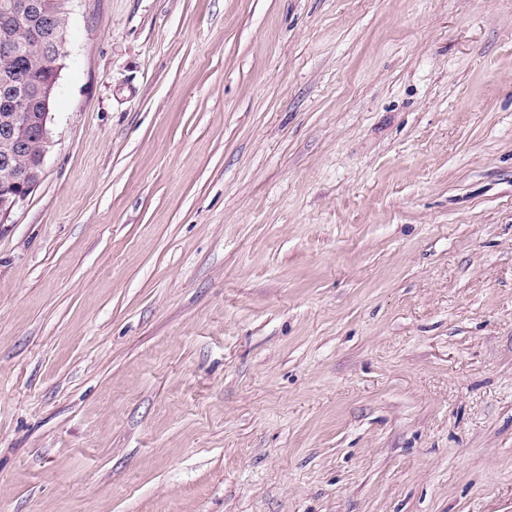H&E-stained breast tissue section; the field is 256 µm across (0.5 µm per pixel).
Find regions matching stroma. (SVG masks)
I'll return each mask as SVG.
<instances>
[{
  "label": "stroma",
  "instance_id": "obj_1",
  "mask_svg": "<svg viewBox=\"0 0 512 512\" xmlns=\"http://www.w3.org/2000/svg\"><path fill=\"white\" fill-rule=\"evenodd\" d=\"M0 224V512H512V0H73Z\"/></svg>",
  "mask_w": 512,
  "mask_h": 512
}]
</instances>
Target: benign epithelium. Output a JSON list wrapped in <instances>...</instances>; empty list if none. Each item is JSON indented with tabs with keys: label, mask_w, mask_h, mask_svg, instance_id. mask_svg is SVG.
Instances as JSON below:
<instances>
[{
	"label": "benign epithelium",
	"mask_w": 512,
	"mask_h": 512,
	"mask_svg": "<svg viewBox=\"0 0 512 512\" xmlns=\"http://www.w3.org/2000/svg\"><path fill=\"white\" fill-rule=\"evenodd\" d=\"M65 13L69 10L46 0H15L0 14L1 55L9 57L21 48L22 41L16 28L22 21L42 32L48 43L40 58L44 79L31 86L38 110H32L24 96L17 100L14 112L0 126V137L4 142L0 168L5 176V181L0 183L1 223L10 218L13 210L33 190L48 151L50 102L60 69L59 49L66 42Z\"/></svg>",
	"instance_id": "benign-epithelium-1"
}]
</instances>
